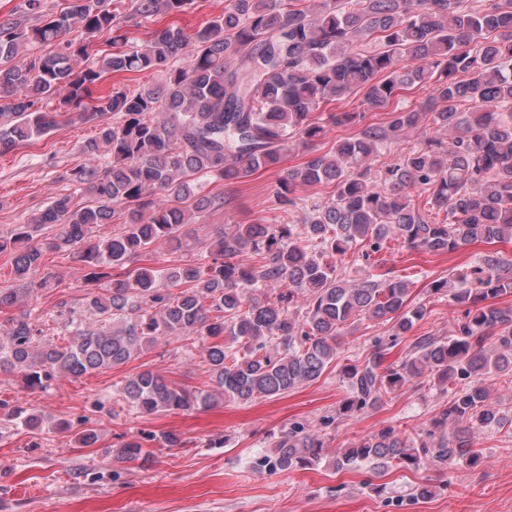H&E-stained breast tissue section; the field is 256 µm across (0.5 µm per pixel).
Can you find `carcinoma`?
Masks as SVG:
<instances>
[{
    "mask_svg": "<svg viewBox=\"0 0 512 512\" xmlns=\"http://www.w3.org/2000/svg\"><path fill=\"white\" fill-rule=\"evenodd\" d=\"M65 2L30 30L0 21V153L61 125L96 124L81 149L85 162L70 171L71 192L0 236V253L9 254L21 281L0 289L1 311L51 287L50 252L69 251L86 270L79 308L59 304L68 308L65 343L42 338L29 312L0 326V369L26 388L58 373L78 378L124 365L176 336L203 343L208 383L189 388L144 369L117 391L128 410L173 413L280 396L323 376L349 321L391 324L393 345L427 314L425 304H410L407 280L339 272L337 257L353 246L368 245V258L389 239L430 253L512 240V0H226L224 13L192 33L149 31L133 49L126 48L128 19L178 15L194 0H130L128 16L108 0ZM98 36L112 52L95 48ZM32 42L48 52L28 55ZM144 71L161 81L133 91L117 84L93 96L107 74ZM413 90L425 98L402 104ZM359 93L366 110L391 120L316 150L326 134L316 112ZM55 96V111L36 107ZM364 118L361 111L329 113L336 127ZM411 136L419 148L372 173L383 146ZM294 146L309 157L284 170ZM259 170L281 172L274 188L281 223L228 225L200 241L203 263L164 272L133 266L159 242L182 247L184 225L224 207V192L197 194L198 181L232 186ZM305 186L332 191L296 224L291 216ZM80 195L89 202H78ZM435 210L443 221L434 220ZM45 224L56 233L39 239ZM109 224L118 229L105 231ZM100 282L102 293L94 290ZM427 292L446 293L462 308L457 332L421 336L404 360L388 365L376 340L368 359L341 370L348 396L338 416L375 408L422 376L461 388L424 433L403 438L384 428L337 454L336 469L365 464L384 472L396 463L460 459L475 466L481 451L466 435L448 436V423L477 431L512 424L484 384L491 373L512 375V307L493 303L512 295V262L488 252ZM86 314L94 326L76 319ZM12 417L32 430L50 422L23 409ZM327 448L324 436L293 424L255 466L304 468ZM115 456L146 459L145 438L126 436Z\"/></svg>",
    "mask_w": 512,
    "mask_h": 512,
    "instance_id": "1",
    "label": "carcinoma"
}]
</instances>
